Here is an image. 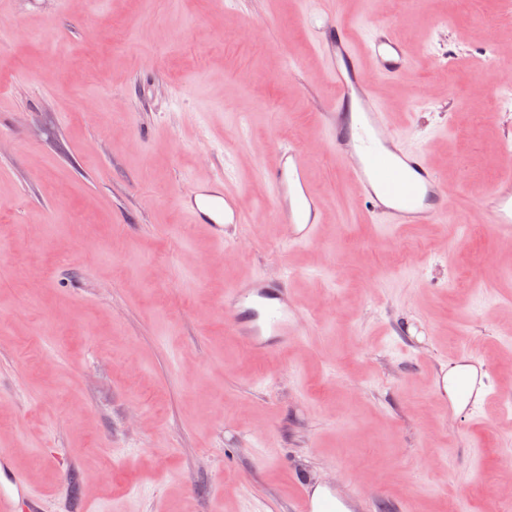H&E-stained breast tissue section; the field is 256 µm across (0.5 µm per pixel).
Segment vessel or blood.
<instances>
[{"label":"vessel or blood","mask_w":512,"mask_h":512,"mask_svg":"<svg viewBox=\"0 0 512 512\" xmlns=\"http://www.w3.org/2000/svg\"><path fill=\"white\" fill-rule=\"evenodd\" d=\"M317 32L336 87L331 110L323 115L326 146L347 171L357 199L369 216L393 228L436 223L453 205L447 184L426 152L404 145L373 94V77L394 79L410 67L405 46L386 24L375 26L359 43L338 19L323 20ZM305 155V147H281L277 163L263 173L279 222L294 246L316 240L324 210L309 180ZM178 205L191 223L207 225L219 242L225 225L243 221L236 197L225 189L220 175L192 184L180 195ZM484 205L495 236L512 242L511 168L499 175ZM224 317L233 335L259 355H274L299 338L295 306L284 277L237 284L224 294ZM457 391L466 412L474 416L491 414L501 399L482 371L461 376ZM44 500V493L30 488L9 452L0 448V512H43ZM349 506L333 486L317 493L305 486L295 512H345Z\"/></svg>","instance_id":"b4317fda"}]
</instances>
